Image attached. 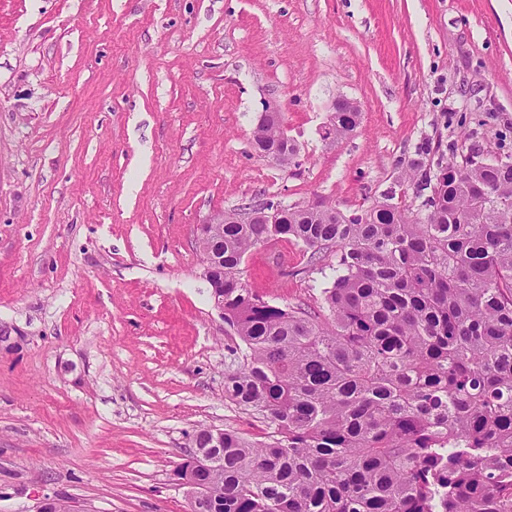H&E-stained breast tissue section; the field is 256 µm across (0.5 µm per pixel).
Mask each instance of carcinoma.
<instances>
[{"label":"carcinoma","instance_id":"1","mask_svg":"<svg viewBox=\"0 0 512 512\" xmlns=\"http://www.w3.org/2000/svg\"><path fill=\"white\" fill-rule=\"evenodd\" d=\"M338 112L326 140L353 133ZM282 116L256 152L291 164ZM428 140L404 181L417 208L385 196L345 215L269 200L274 223L209 224L224 271V324L244 345L224 397L271 423L263 442L202 427L212 466H177L200 488L191 512H512V152L463 155ZM330 270L317 310L249 288L246 254L270 240Z\"/></svg>","mask_w":512,"mask_h":512}]
</instances>
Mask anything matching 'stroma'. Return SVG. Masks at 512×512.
I'll return each mask as SVG.
<instances>
[{
  "mask_svg": "<svg viewBox=\"0 0 512 512\" xmlns=\"http://www.w3.org/2000/svg\"><path fill=\"white\" fill-rule=\"evenodd\" d=\"M341 98L362 119L331 142ZM267 102L285 167L252 147ZM425 140L512 151V0H0V512H190L194 430H271L224 398L197 225L369 208ZM306 262L274 240L242 268L311 309Z\"/></svg>",
  "mask_w": 512,
  "mask_h": 512,
  "instance_id": "obj_1",
  "label": "stroma"
}]
</instances>
